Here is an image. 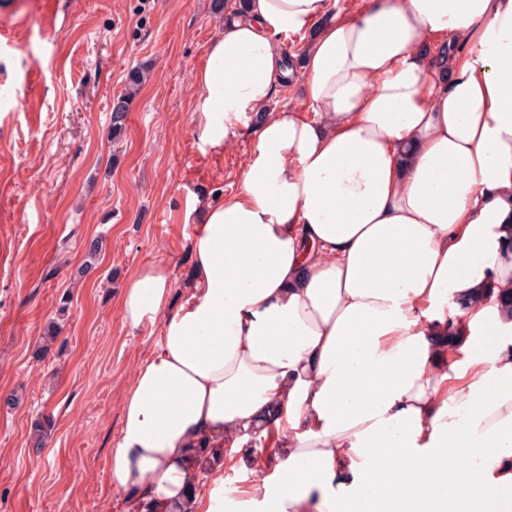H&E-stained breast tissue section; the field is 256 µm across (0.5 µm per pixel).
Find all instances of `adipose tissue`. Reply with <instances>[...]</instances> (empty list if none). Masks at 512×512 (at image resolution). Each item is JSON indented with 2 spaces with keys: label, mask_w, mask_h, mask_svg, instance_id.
I'll use <instances>...</instances> for the list:
<instances>
[{
  "label": "adipose tissue",
  "mask_w": 512,
  "mask_h": 512,
  "mask_svg": "<svg viewBox=\"0 0 512 512\" xmlns=\"http://www.w3.org/2000/svg\"><path fill=\"white\" fill-rule=\"evenodd\" d=\"M310 33L299 71L280 37ZM465 41L440 66L426 45ZM194 71L199 140L250 124L237 192L193 197L185 300L154 263L125 324L159 322L106 455L110 486L168 505L188 450H277L248 488L212 473L193 512H475L512 490V0H249ZM296 81L302 108L268 105ZM479 295L466 309L455 302ZM455 337L452 346L443 337ZM474 481L455 497L442 474Z\"/></svg>",
  "instance_id": "obj_1"
}]
</instances>
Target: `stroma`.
Instances as JSON below:
<instances>
[{
  "label": "stroma",
  "instance_id": "1",
  "mask_svg": "<svg viewBox=\"0 0 512 512\" xmlns=\"http://www.w3.org/2000/svg\"><path fill=\"white\" fill-rule=\"evenodd\" d=\"M221 25L213 0H0V512H134L106 481V450L160 329L125 325L120 296L161 262L183 302L188 201L238 187L248 131L221 154L195 135L193 73ZM135 66L148 79L115 141L112 99ZM93 238L102 249L84 274Z\"/></svg>",
  "mask_w": 512,
  "mask_h": 512
}]
</instances>
